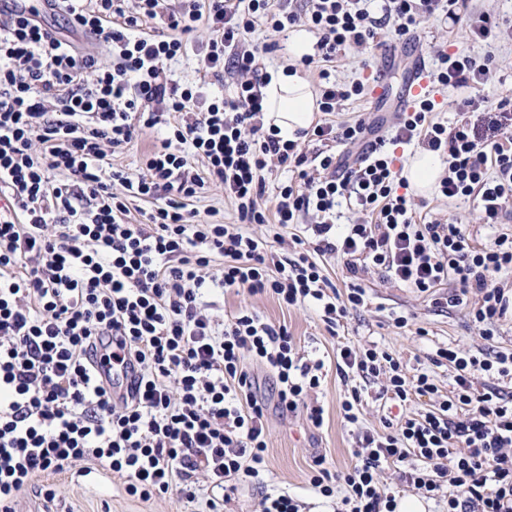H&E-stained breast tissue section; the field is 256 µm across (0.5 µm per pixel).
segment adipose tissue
Wrapping results in <instances>:
<instances>
[{"instance_id": "adipose-tissue-1", "label": "adipose tissue", "mask_w": 512, "mask_h": 512, "mask_svg": "<svg viewBox=\"0 0 512 512\" xmlns=\"http://www.w3.org/2000/svg\"><path fill=\"white\" fill-rule=\"evenodd\" d=\"M315 39L303 31L291 32L288 38L289 65L270 73L265 87V124L276 128L281 140H296L298 131L310 129L318 110L315 94L308 78L295 69L302 56L313 54ZM443 170L438 153L417 150L410 158L404 176L414 194L431 193Z\"/></svg>"}]
</instances>
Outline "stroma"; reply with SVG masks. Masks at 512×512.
I'll list each match as a JSON object with an SVG mask.
<instances>
[{
	"instance_id": "35a3bbf8",
	"label": "stroma",
	"mask_w": 512,
	"mask_h": 512,
	"mask_svg": "<svg viewBox=\"0 0 512 512\" xmlns=\"http://www.w3.org/2000/svg\"><path fill=\"white\" fill-rule=\"evenodd\" d=\"M483 57L488 50L484 43L472 38L465 23L445 18H424L417 25L409 41L395 43L382 40L375 51L339 53L328 68L341 85L354 82L387 83L391 91H398L405 72L414 57H423L433 63L439 50ZM495 61L484 80L477 85L454 89L437 88L435 121L450 125L460 114L456 105L462 99H473L482 112L495 111L501 100H512V44L501 45L494 51ZM372 123L391 126L395 110L391 104L377 100L373 94L345 101L339 112L328 116L317 114V122L340 124L357 117ZM418 214H426L440 222L460 219L470 233L472 242L482 246L501 234L512 236V212L506 213L501 224H481L478 211L472 203L449 201L438 194L413 197ZM190 209L199 220L233 224L237 221L234 203L225 198L224 189L207 184L202 193L191 199ZM362 284L367 300L353 311L336 329H328L316 305L302 304L292 308L281 305L266 295H251L247 291L212 292L208 300L218 318L227 320L239 310H250L276 324L287 325L297 351L303 361L321 359L325 368L318 388L310 390L304 409L288 412L277 401L274 376L260 363L247 361L246 366L254 380L258 397L266 400L265 419L267 452L266 467L261 480H235V489L224 500L223 512H260L263 495L278 491L297 498L301 512H336V501L315 493L310 484L313 460L324 457L327 467L345 471L357 459L354 451L362 432L382 431V417L387 413L378 397L379 387L363 381L360 376L341 380L336 372V351L344 345L353 349L377 346L398 357L407 374L428 372L440 392H447L454 370L447 365L432 362L438 348L456 347L466 351L487 353L512 351V314H506L496 323L495 337L487 341L471 328L468 309L464 306L441 308L438 298L452 289L451 283L439 286L432 295H425L387 279L379 270L369 269L363 274ZM405 318L404 327H397L396 318ZM359 389L358 425L348 424L342 415L341 402L351 389ZM324 410L322 426H314L307 417V407ZM210 494L200 491L194 503H186L179 489L144 501L129 496L119 477L106 478L94 472L81 477L75 472L37 476L18 499L17 512H208Z\"/></svg>"
}]
</instances>
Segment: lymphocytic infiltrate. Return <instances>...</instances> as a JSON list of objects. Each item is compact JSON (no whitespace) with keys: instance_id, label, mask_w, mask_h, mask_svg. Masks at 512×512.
<instances>
[{"instance_id":"1","label":"lymphocytic infiltrate","mask_w":512,"mask_h":512,"mask_svg":"<svg viewBox=\"0 0 512 512\" xmlns=\"http://www.w3.org/2000/svg\"><path fill=\"white\" fill-rule=\"evenodd\" d=\"M73 27L110 49L98 53L61 39L36 11L0 15V512L15 506L34 477L93 468L117 474L129 495L149 499L179 486L186 502L199 477L223 488L258 477L265 467L267 405L253 390L246 360L267 367L286 411L318 387L323 361L305 363L287 326L249 310L221 322L210 312V290L247 289L285 307L310 301L328 326L364 305L359 275L367 267L426 293L458 283L447 305H469L484 339L512 308L499 274L512 272V237L474 246L459 222L420 223L388 145L421 141L446 165L438 183L448 199L474 201L485 224L500 223L512 204V140L483 148L477 124L431 122L436 101L424 93L398 113L390 130L358 120L317 141H340L345 153L299 150L264 129L263 89L255 50L245 34L264 24L280 34L304 26L318 34L323 61L369 47L380 30L409 37L419 19L466 22L472 36L512 37V23L475 12L470 0H51ZM160 19L170 36H145L143 19ZM206 22L212 32L200 53L203 80L182 85L168 61L187 55L185 34ZM492 62L438 52L433 83L468 88ZM232 78L233 97L212 95L208 77ZM164 136L143 170L112 166L111 156L143 129ZM206 164L199 174L196 160ZM294 169L298 184L277 185L274 214L260 201L265 172ZM223 186L237 221L197 220L187 201L206 183ZM166 192L164 205L129 220L128 199ZM356 216L333 235L337 207ZM309 223L312 250L288 258L266 252L246 225ZM334 254L351 282L329 289L316 262ZM220 272H213L215 259ZM102 353L113 372L131 368L134 385L116 396L100 383L92 361ZM455 371L447 395L428 373L406 375L400 359L377 349L342 347L336 371L385 378L380 390L399 405L412 396H439L437 407L365 432L356 464L344 472L314 461L316 493L340 495V512H396L380 481L384 467L448 512H512V352L478 357L446 348L436 353ZM494 381L480 389L475 372Z\"/></svg>"}]
</instances>
